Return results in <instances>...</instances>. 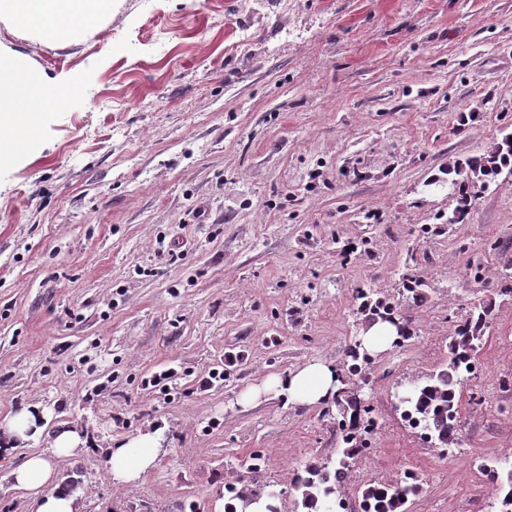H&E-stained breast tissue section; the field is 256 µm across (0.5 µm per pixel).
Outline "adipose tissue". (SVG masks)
I'll return each instance as SVG.
<instances>
[{"label": "adipose tissue", "mask_w": 512, "mask_h": 512, "mask_svg": "<svg viewBox=\"0 0 512 512\" xmlns=\"http://www.w3.org/2000/svg\"><path fill=\"white\" fill-rule=\"evenodd\" d=\"M111 13L112 0H0V20L54 45L65 44L77 34L98 30ZM46 82L40 68L0 52V163L12 157L6 149L8 142L19 138L33 120L57 110L78 91L77 86L64 82L56 92L50 93L45 89ZM339 386L335 366L318 360L248 389L240 402L248 405L271 395L294 406H328ZM49 421L47 406L21 405L0 420V450L6 452L40 437ZM164 434V427L156 426L112 444L107 465L113 480L124 485L140 482L155 468ZM85 444L77 430L59 429L50 453H30L13 470V481L30 495L34 512H80L82 495L64 485L55 460L78 454Z\"/></svg>", "instance_id": "1"}]
</instances>
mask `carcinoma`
I'll return each mask as SVG.
<instances>
[{
  "mask_svg": "<svg viewBox=\"0 0 512 512\" xmlns=\"http://www.w3.org/2000/svg\"><path fill=\"white\" fill-rule=\"evenodd\" d=\"M512 175V132L502 136L491 150L448 168V179L435 181L440 190L454 193L457 206L448 216V226L460 224L472 209L477 190H486L502 173ZM425 283L414 273L402 276L403 292L415 303L425 300ZM357 312L366 325L377 319L398 317L393 299L379 291L359 289ZM494 307L480 303L455 325L448 345V359L438 369L413 381L398 394L402 417L425 431L433 447L449 449L458 443L461 394L478 365L486 329ZM348 360L339 369L342 387L336 393V437L340 448L333 457L313 459L295 475L292 487L297 493L296 512H336L344 496L346 479L358 459L368 455L371 441L359 434L358 416L370 413L361 405L360 392L368 380L372 363L360 353L359 343L349 346ZM496 488L498 512H512V464L480 467ZM362 512H406V505L420 492L419 476L410 470L389 481L371 479L360 489Z\"/></svg>",
  "mask_w": 512,
  "mask_h": 512,
  "instance_id": "obj_1",
  "label": "carcinoma"
}]
</instances>
